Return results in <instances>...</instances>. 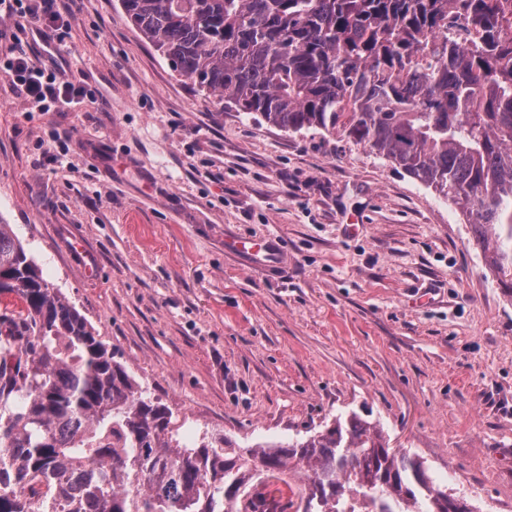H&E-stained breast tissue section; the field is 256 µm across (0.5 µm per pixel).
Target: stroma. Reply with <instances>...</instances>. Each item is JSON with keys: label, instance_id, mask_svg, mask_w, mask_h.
Instances as JSON below:
<instances>
[{"label": "stroma", "instance_id": "obj_1", "mask_svg": "<svg viewBox=\"0 0 512 512\" xmlns=\"http://www.w3.org/2000/svg\"><path fill=\"white\" fill-rule=\"evenodd\" d=\"M65 18L40 59L96 99L34 112L0 77V222L179 438L355 414L473 512H512V293L465 215L340 137L222 107L119 0ZM228 235L279 238L287 273L239 265Z\"/></svg>", "mask_w": 512, "mask_h": 512}]
</instances>
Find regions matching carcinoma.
<instances>
[{"label":"carcinoma","instance_id":"cac0c4a2","mask_svg":"<svg viewBox=\"0 0 512 512\" xmlns=\"http://www.w3.org/2000/svg\"><path fill=\"white\" fill-rule=\"evenodd\" d=\"M174 71L281 129L342 133L467 216L512 281V0H121ZM475 32L448 45L451 15ZM0 224V512H245L298 470L303 512H473L352 415L288 442L180 443Z\"/></svg>","mask_w":512,"mask_h":512}]
</instances>
